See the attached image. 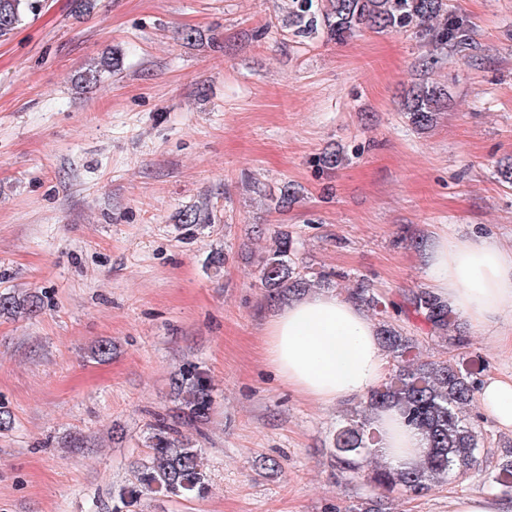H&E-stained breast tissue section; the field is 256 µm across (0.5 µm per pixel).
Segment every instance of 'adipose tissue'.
<instances>
[{
    "instance_id": "obj_1",
    "label": "adipose tissue",
    "mask_w": 512,
    "mask_h": 512,
    "mask_svg": "<svg viewBox=\"0 0 512 512\" xmlns=\"http://www.w3.org/2000/svg\"><path fill=\"white\" fill-rule=\"evenodd\" d=\"M429 288L492 337L512 314V249L482 236L461 240L436 232L426 251ZM267 363L288 389L324 406L363 401L385 376L389 358L366 308L332 291L291 299L263 327ZM485 413L512 429V375L487 379L478 393ZM382 456L416 463L424 441L393 409L373 417Z\"/></svg>"
}]
</instances>
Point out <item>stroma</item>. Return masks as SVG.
<instances>
[{"label": "stroma", "mask_w": 512, "mask_h": 512, "mask_svg": "<svg viewBox=\"0 0 512 512\" xmlns=\"http://www.w3.org/2000/svg\"><path fill=\"white\" fill-rule=\"evenodd\" d=\"M285 0H42L0 38V294L41 296L32 317L0 315V512H115L137 488L155 414L173 408L184 364L207 377L213 409L199 446L210 493L139 494L131 512H345L372 489L327 463L346 408L282 386L263 353L277 304L257 263L282 229L301 273L337 272L392 299L425 287L405 234H479L512 247V0H448L470 24L472 59L430 71L414 34L346 42L296 36ZM194 39H186V32ZM100 82L79 77L101 56ZM447 85L448 110L416 132L402 92ZM343 147L344 165L317 159ZM292 186L288 211L263 195ZM207 205L211 221L181 212ZM222 253L221 267L209 258ZM397 324L425 359L479 379L512 374V348L474 327L453 347ZM111 341L108 361L93 359ZM80 447H71V440ZM282 464L271 476L258 460ZM485 475L426 495L391 493L387 512H448L488 493Z\"/></svg>", "instance_id": "35a3bbf8"}]
</instances>
